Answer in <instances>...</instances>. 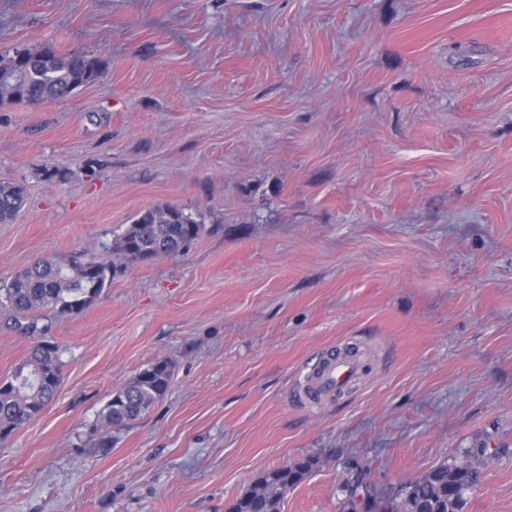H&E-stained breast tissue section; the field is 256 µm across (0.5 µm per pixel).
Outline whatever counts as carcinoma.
Here are the masks:
<instances>
[{"label":"carcinoma","instance_id":"obj_1","mask_svg":"<svg viewBox=\"0 0 512 512\" xmlns=\"http://www.w3.org/2000/svg\"><path fill=\"white\" fill-rule=\"evenodd\" d=\"M103 62L80 54H63L46 44L34 57L17 63L0 54V103H43L57 100L94 82ZM26 192L19 183L0 184V224L12 223L21 212ZM204 231L183 210L162 204L141 211L110 253L126 263L152 261L180 253L181 241H194ZM123 271L122 265L103 257L45 256L19 271L0 289V306L11 310L16 324L28 334L38 331L34 316L40 312L78 314L93 305ZM172 363L157 360L140 371L125 387L112 392L100 412V425L90 439L99 448L112 447L108 431L122 429L143 417L167 394ZM62 382L59 345L48 339L34 343L11 375L0 378V432H12L35 419L52 402ZM487 458L486 449L472 448L465 457L443 462L408 482L409 494L391 488L377 512H463L466 495L478 481ZM318 459L308 457L289 466L259 473L250 488L238 496L227 512H281L288 491L303 482ZM350 475L341 486L342 512H354L352 498L364 486L367 471L357 460L346 463Z\"/></svg>","mask_w":512,"mask_h":512}]
</instances>
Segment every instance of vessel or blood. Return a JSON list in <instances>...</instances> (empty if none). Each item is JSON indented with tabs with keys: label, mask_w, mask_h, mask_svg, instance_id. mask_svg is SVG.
Segmentation results:
<instances>
[{
	"label": "vessel or blood",
	"mask_w": 512,
	"mask_h": 512,
	"mask_svg": "<svg viewBox=\"0 0 512 512\" xmlns=\"http://www.w3.org/2000/svg\"><path fill=\"white\" fill-rule=\"evenodd\" d=\"M370 365L369 353L356 345L325 352L305 371L304 385L291 390L290 396L313 407L334 400L340 392L358 384Z\"/></svg>",
	"instance_id": "b4317fda"
}]
</instances>
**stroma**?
Wrapping results in <instances>:
<instances>
[{
	"label": "stroma",
	"mask_w": 512,
	"mask_h": 512,
	"mask_svg": "<svg viewBox=\"0 0 512 512\" xmlns=\"http://www.w3.org/2000/svg\"><path fill=\"white\" fill-rule=\"evenodd\" d=\"M44 44L105 69L0 105V184L27 191L0 287L40 255L108 256L158 204L205 230L39 314L63 379L0 443V512H226L310 456L282 512H340L348 459L386 490L483 444L464 512H512V0H0V54ZM345 342L381 364L293 405ZM33 343L0 309V378ZM161 358L165 398L94 447ZM168 359L156 360L140 371L125 387L113 391L100 412V427L95 424L90 439L97 448H111L109 430H117L143 417L167 394L172 376Z\"/></svg>",
	"instance_id": "obj_1"
}]
</instances>
